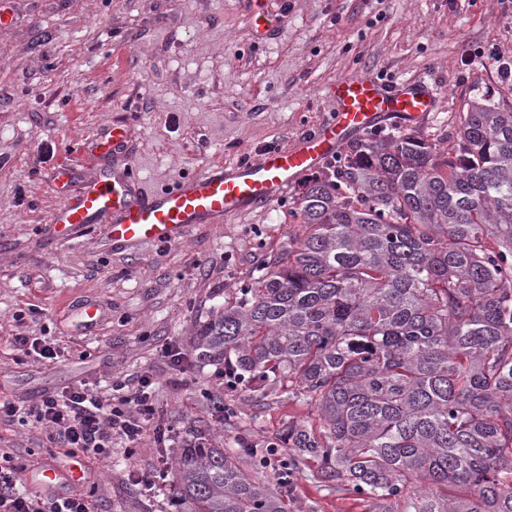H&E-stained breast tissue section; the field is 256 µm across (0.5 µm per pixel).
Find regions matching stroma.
<instances>
[{"label": "stroma", "instance_id": "35a3bbf8", "mask_svg": "<svg viewBox=\"0 0 512 512\" xmlns=\"http://www.w3.org/2000/svg\"><path fill=\"white\" fill-rule=\"evenodd\" d=\"M262 10L285 25L256 35ZM0 11L14 18L0 29V397L33 401L82 382L132 387L152 375L156 418L176 433L163 446L149 433L134 445L114 439L111 460L91 462L82 486L96 512H175L172 471L197 432L277 483L252 451L272 442L287 455L285 427L317 423L315 407L280 390L260 403L225 388L198 360L194 332L298 231L289 199L198 225L164 248L114 252L94 230L60 245L51 237L60 194L96 162L72 146L128 125L144 187L160 188L212 162L293 145L335 112L336 78L363 71L438 88L441 105L419 126L436 136L472 99L512 103V77L485 62L492 51L512 59V0H0ZM86 300L102 307L90 329L75 312ZM21 309L30 312L22 325ZM19 333L53 336L59 358L15 364ZM171 343L186 354L183 370L162 355ZM42 439L41 429L0 424L21 489L47 455ZM317 467L298 456L286 512H369L364 497L318 483ZM134 471L154 491L132 482Z\"/></svg>", "mask_w": 512, "mask_h": 512}]
</instances>
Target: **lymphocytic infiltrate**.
Here are the masks:
<instances>
[{"instance_id": "f902f5d3", "label": "lymphocytic infiltrate", "mask_w": 512, "mask_h": 512, "mask_svg": "<svg viewBox=\"0 0 512 512\" xmlns=\"http://www.w3.org/2000/svg\"><path fill=\"white\" fill-rule=\"evenodd\" d=\"M152 381L141 377L125 394L106 396L82 384L63 394H45L29 404L0 402V421H18L46 431L49 448L65 449L68 457L83 455L109 459L112 439L137 441L147 431L157 437L173 433L172 425L155 427V409L148 392ZM13 455L0 448V512H95L91 497L78 493L60 498L20 491Z\"/></svg>"}]
</instances>
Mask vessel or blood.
<instances>
[{
    "label": "vessel or blood",
    "instance_id": "obj_1",
    "mask_svg": "<svg viewBox=\"0 0 512 512\" xmlns=\"http://www.w3.org/2000/svg\"><path fill=\"white\" fill-rule=\"evenodd\" d=\"M332 94L335 113L300 142L230 166H206L157 190L140 184L130 161L129 126H111L77 142L82 151L106 146L113 163L89 167L77 192L65 198L52 218L54 240L67 241L93 228L115 251L180 243L196 225L220 224L230 216L272 207L352 136L392 117L422 121L440 104L425 82L391 85L370 74L337 78Z\"/></svg>",
    "mask_w": 512,
    "mask_h": 512
}]
</instances>
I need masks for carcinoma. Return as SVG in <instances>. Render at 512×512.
Returning a JSON list of instances; mask_svg holds the SVG:
<instances>
[{"mask_svg":"<svg viewBox=\"0 0 512 512\" xmlns=\"http://www.w3.org/2000/svg\"><path fill=\"white\" fill-rule=\"evenodd\" d=\"M293 205L300 231L198 327L199 360L314 404L288 448L370 512H512V105L355 137ZM173 484L177 512H285L286 483L202 436Z\"/></svg>","mask_w":512,"mask_h":512,"instance_id":"cac0c4a2","label":"carcinoma"}]
</instances>
